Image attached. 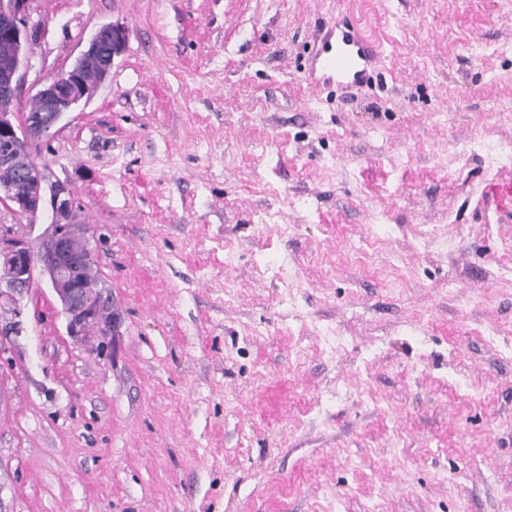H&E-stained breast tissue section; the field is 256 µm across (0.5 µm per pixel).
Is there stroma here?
<instances>
[{"label":"stroma","instance_id":"stroma-1","mask_svg":"<svg viewBox=\"0 0 512 512\" xmlns=\"http://www.w3.org/2000/svg\"><path fill=\"white\" fill-rule=\"evenodd\" d=\"M381 44L311 92L331 16ZM20 100L104 24L30 151L121 318L0 305V512H512V0H29ZM484 197L491 200L495 209L512 220V181L500 180L490 182L484 191Z\"/></svg>","mask_w":512,"mask_h":512}]
</instances>
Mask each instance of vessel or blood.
Masks as SVG:
<instances>
[{
    "mask_svg": "<svg viewBox=\"0 0 512 512\" xmlns=\"http://www.w3.org/2000/svg\"><path fill=\"white\" fill-rule=\"evenodd\" d=\"M378 55V42L367 34L359 21L347 15L336 16L312 58L309 84L315 88L358 86L367 79ZM484 196L491 200L499 213L512 218L511 180L489 183Z\"/></svg>",
    "mask_w": 512,
    "mask_h": 512,
    "instance_id": "1",
    "label": "vessel or blood"
}]
</instances>
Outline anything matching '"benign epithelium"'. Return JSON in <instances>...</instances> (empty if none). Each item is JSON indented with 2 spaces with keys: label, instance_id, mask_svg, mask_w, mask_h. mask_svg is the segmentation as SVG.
<instances>
[{
  "label": "benign epithelium",
  "instance_id": "7a95c632",
  "mask_svg": "<svg viewBox=\"0 0 512 512\" xmlns=\"http://www.w3.org/2000/svg\"><path fill=\"white\" fill-rule=\"evenodd\" d=\"M27 2L0 0V40L12 48L0 59V201L17 216H35L48 198L52 221L34 245L16 236L13 225L0 224V302L14 303L9 329L22 332L23 310L17 298L31 291L37 276H43L61 305L68 336L79 342L92 334L109 340L118 331L120 317L105 289L86 287L93 248L87 228L70 220L74 191L66 183L47 185L29 144L96 92L99 81L94 71L110 72L115 57L125 50L127 33L114 24L96 29L77 61L38 91L42 110L22 112L18 102L21 50L31 36L25 20Z\"/></svg>",
  "mask_w": 512,
  "mask_h": 512
}]
</instances>
